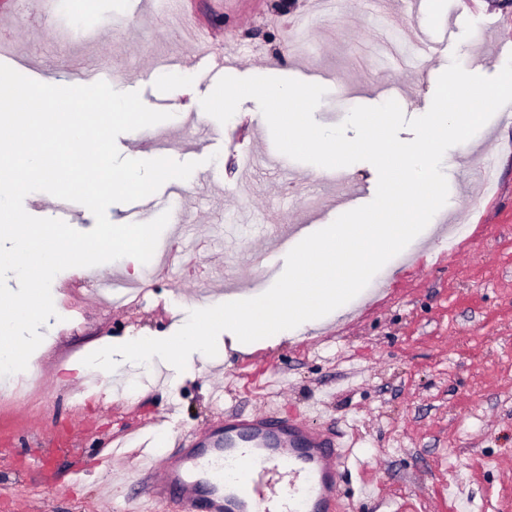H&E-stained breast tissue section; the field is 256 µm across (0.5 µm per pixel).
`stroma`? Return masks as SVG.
<instances>
[{
  "instance_id": "1",
  "label": "stroma",
  "mask_w": 512,
  "mask_h": 512,
  "mask_svg": "<svg viewBox=\"0 0 512 512\" xmlns=\"http://www.w3.org/2000/svg\"><path fill=\"white\" fill-rule=\"evenodd\" d=\"M334 2L321 15L310 14V0L186 6L227 60L228 75L301 80L324 73L327 93L314 112L324 126L341 123L353 107L387 101L388 83L403 87L406 118L421 116L451 60L492 77L512 56V0H432L427 15L399 20L372 0ZM444 18L453 32L441 52L418 68L394 69L382 39L401 41L404 28ZM180 25L171 0H93L86 10L74 0H0V43L12 46L13 69L69 79L81 60L97 57L124 70L126 90L171 118L121 134V155L199 160L211 175L207 193H197L191 180L169 196L170 205L196 215L198 250L192 259L157 253L140 265L131 282L145 288L143 299L106 304L79 268L54 278L58 316L41 329L36 369L21 375L17 396L0 399V512H127L148 479L133 475L101 501L98 490L111 474L95 456L113 438L138 433L175 458L225 416L270 407L296 420L314 402L322 412L312 429L352 445L348 463L336 470L330 512H377L356 497L365 481L400 512H512V103L444 156L449 198L436 218L455 216L465 233L444 243L425 229L413 248L417 262L402 253L389 260L369 284L377 292L369 304L353 300L288 340L274 335L245 344L222 332L215 357L193 353L181 372L157 358L146 366L123 361L111 385L84 389L74 366L105 342L172 336L191 309L186 290L208 289L212 303H221L231 279L248 298L253 250L285 263L267 236L292 224L321 229L340 214L314 165L301 164L298 192L272 169L240 173L242 156L274 147L255 131L265 122L255 100H243L208 145L191 151L190 116L201 113L200 100L214 85L202 78L210 59L198 56L189 38H174ZM91 26L105 29L104 44L82 39ZM175 53L186 59L184 68L153 84L139 80L154 57ZM463 156L473 168L495 158L490 189L465 180ZM228 224L239 233L232 249L224 244ZM173 400L178 406L168 421L155 424Z\"/></svg>"
}]
</instances>
